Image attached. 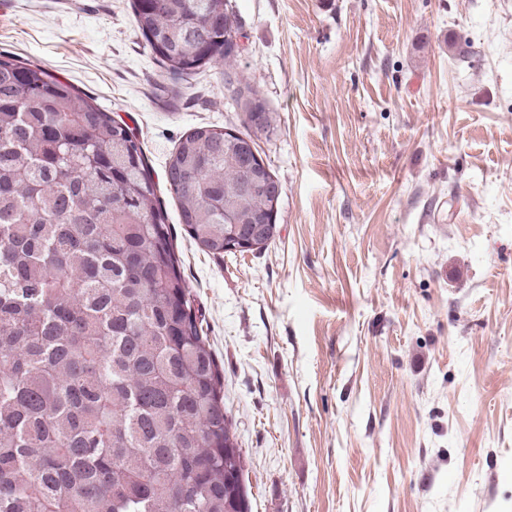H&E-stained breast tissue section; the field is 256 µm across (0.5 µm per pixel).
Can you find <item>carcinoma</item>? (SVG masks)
Listing matches in <instances>:
<instances>
[{"instance_id": "cac0c4a2", "label": "carcinoma", "mask_w": 512, "mask_h": 512, "mask_svg": "<svg viewBox=\"0 0 512 512\" xmlns=\"http://www.w3.org/2000/svg\"><path fill=\"white\" fill-rule=\"evenodd\" d=\"M169 78L224 64L226 0H132ZM243 138L194 128L164 179L205 251L249 213L238 163L274 129L237 89ZM224 381L132 128L48 70L0 55V512H251Z\"/></svg>"}]
</instances>
